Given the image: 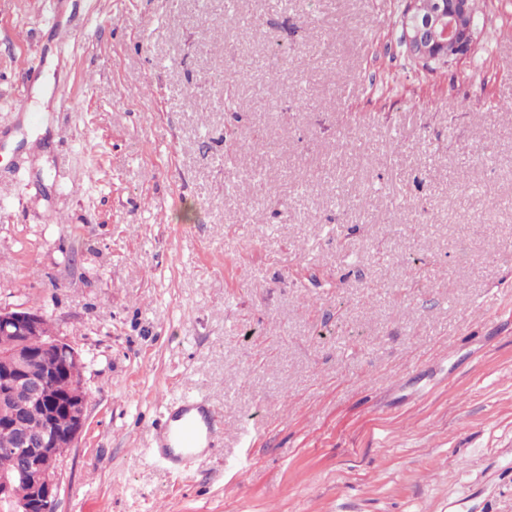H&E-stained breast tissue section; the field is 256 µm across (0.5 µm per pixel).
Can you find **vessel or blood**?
I'll return each instance as SVG.
<instances>
[{
    "instance_id": "b4317fda",
    "label": "vessel or blood",
    "mask_w": 512,
    "mask_h": 512,
    "mask_svg": "<svg viewBox=\"0 0 512 512\" xmlns=\"http://www.w3.org/2000/svg\"><path fill=\"white\" fill-rule=\"evenodd\" d=\"M218 428V417L206 397L188 399L180 406L177 419L167 418L155 426L150 456L169 471L182 473L187 462L197 459L198 448L214 446Z\"/></svg>"
}]
</instances>
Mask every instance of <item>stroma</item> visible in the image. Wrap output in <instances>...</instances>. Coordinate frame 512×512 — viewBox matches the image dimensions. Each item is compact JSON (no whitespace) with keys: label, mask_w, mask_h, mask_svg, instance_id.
<instances>
[{"label":"stroma","mask_w":512,"mask_h":512,"mask_svg":"<svg viewBox=\"0 0 512 512\" xmlns=\"http://www.w3.org/2000/svg\"><path fill=\"white\" fill-rule=\"evenodd\" d=\"M404 7L0 0V307L91 393L56 512H512V0L432 67ZM192 410L202 414L204 427L191 414ZM178 414L180 422L177 425L172 424L175 418L168 417L154 427L153 447L149 448L154 461L176 474L186 469L187 462L200 457L195 451L196 448H211L215 445L219 428L215 410L207 404V398L203 395L184 401ZM173 448H178L179 452H175Z\"/></svg>","instance_id":"35a3bbf8"}]
</instances>
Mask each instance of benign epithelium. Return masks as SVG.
I'll use <instances>...</instances> for the list:
<instances>
[{"label": "benign epithelium", "mask_w": 512, "mask_h": 512, "mask_svg": "<svg viewBox=\"0 0 512 512\" xmlns=\"http://www.w3.org/2000/svg\"><path fill=\"white\" fill-rule=\"evenodd\" d=\"M435 4V10L425 13L421 0H406L400 15L402 42L425 65L468 54L478 32L472 0H435ZM45 319L39 308L0 307V337L6 354L16 361L15 370L0 378V431L13 435L15 441L13 448H0V457L6 460L0 471V503L8 506V512H47L56 503L63 460L55 448L64 441L75 447L87 422L78 391L44 406L42 429L31 430L20 419L25 402L40 399L45 386L58 376L54 363L59 359L85 369L71 343L45 330ZM25 337L40 339V347L26 348Z\"/></svg>", "instance_id": "benign-epithelium-1"}]
</instances>
